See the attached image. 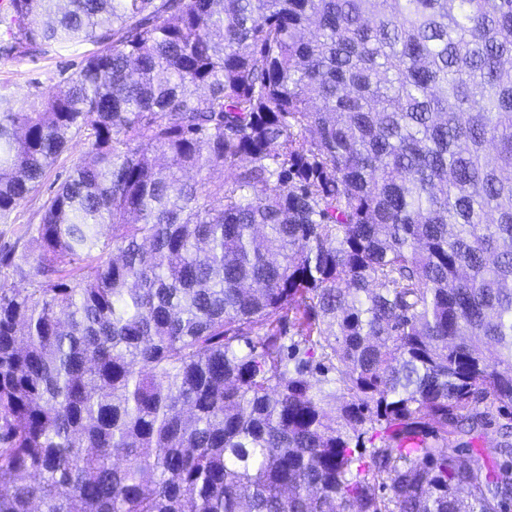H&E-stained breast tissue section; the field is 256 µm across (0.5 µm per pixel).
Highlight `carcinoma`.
<instances>
[{
	"instance_id": "1",
	"label": "carcinoma",
	"mask_w": 512,
	"mask_h": 512,
	"mask_svg": "<svg viewBox=\"0 0 512 512\" xmlns=\"http://www.w3.org/2000/svg\"><path fill=\"white\" fill-rule=\"evenodd\" d=\"M0 26L94 46L0 92L1 220L87 146L0 255V512H512V0ZM496 407L497 404L489 407V411L492 412L489 416L490 423L486 426L482 437L479 440H473L472 443L474 456L479 459L481 464H485L486 466H492L494 464L495 458L492 454V449L488 448V446L496 442L498 438V425L502 422V419L499 418L496 411Z\"/></svg>"
}]
</instances>
